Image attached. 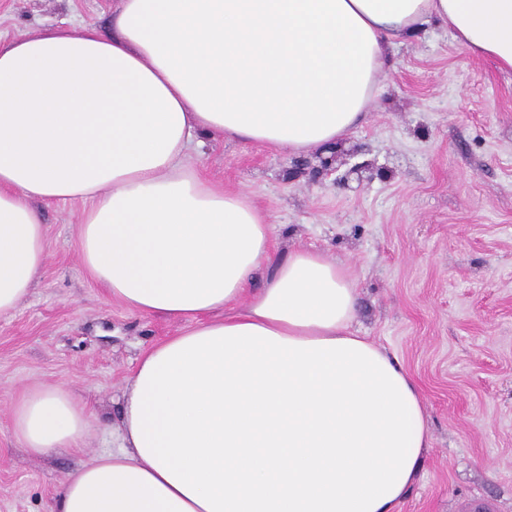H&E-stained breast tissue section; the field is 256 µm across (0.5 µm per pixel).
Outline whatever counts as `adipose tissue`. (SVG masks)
Segmentation results:
<instances>
[{
	"mask_svg": "<svg viewBox=\"0 0 512 512\" xmlns=\"http://www.w3.org/2000/svg\"><path fill=\"white\" fill-rule=\"evenodd\" d=\"M435 20L512 72V0H121L111 33L0 45V317L45 265L34 201L83 200L80 258L107 296L193 323L142 356L120 449L51 512H394L422 469L424 404L352 333L349 270L273 257L268 216L183 158L209 136L332 155L381 89L387 44ZM87 426L61 385L12 415L38 455Z\"/></svg>",
	"mask_w": 512,
	"mask_h": 512,
	"instance_id": "adipose-tissue-1",
	"label": "adipose tissue"
}]
</instances>
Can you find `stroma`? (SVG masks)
<instances>
[{
  "label": "stroma",
  "instance_id": "35a3bbf8",
  "mask_svg": "<svg viewBox=\"0 0 512 512\" xmlns=\"http://www.w3.org/2000/svg\"><path fill=\"white\" fill-rule=\"evenodd\" d=\"M119 0H0V42L82 25L112 30ZM365 121L332 166L216 137L187 167L241 191L276 231L273 251L316 249L356 281L352 330L418 385L429 446L394 512H512V73L446 26L387 48ZM86 204H39L47 259L31 295L0 317V512H50L80 466L121 444L120 399L143 353L187 329L108 299L79 257ZM64 384L86 406L78 449L35 456L12 408Z\"/></svg>",
  "mask_w": 512,
  "mask_h": 512
}]
</instances>
